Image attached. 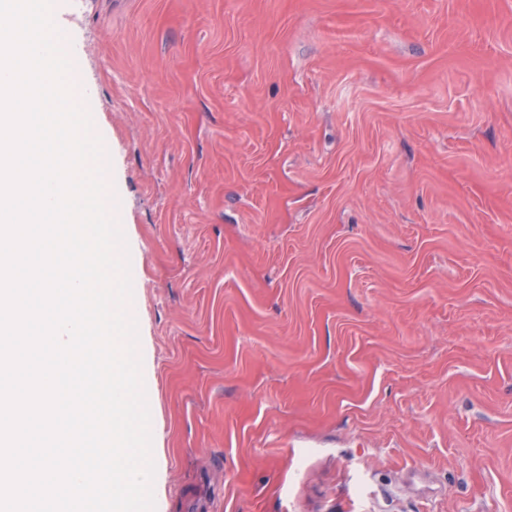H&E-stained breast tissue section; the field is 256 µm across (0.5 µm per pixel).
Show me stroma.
Listing matches in <instances>:
<instances>
[{
	"mask_svg": "<svg viewBox=\"0 0 512 512\" xmlns=\"http://www.w3.org/2000/svg\"><path fill=\"white\" fill-rule=\"evenodd\" d=\"M54 10L155 512H512V0Z\"/></svg>",
	"mask_w": 512,
	"mask_h": 512,
	"instance_id": "35a3bbf8",
	"label": "stroma"
}]
</instances>
